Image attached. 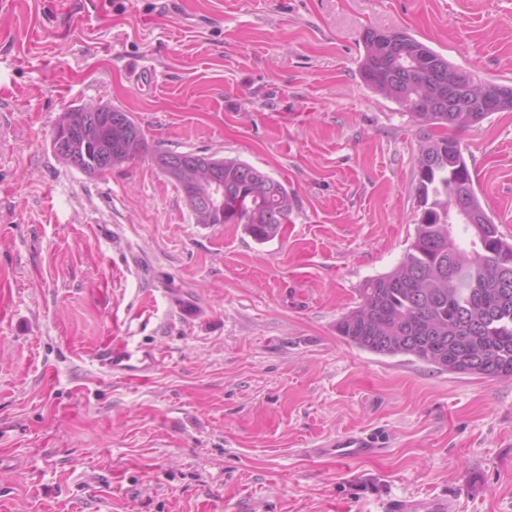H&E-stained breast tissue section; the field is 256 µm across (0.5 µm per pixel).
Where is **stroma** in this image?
I'll return each mask as SVG.
<instances>
[{
    "mask_svg": "<svg viewBox=\"0 0 512 512\" xmlns=\"http://www.w3.org/2000/svg\"><path fill=\"white\" fill-rule=\"evenodd\" d=\"M407 31L512 85V0H9L0 11V512H386L445 495L512 512V379L350 345L337 321L415 234L419 129L359 76ZM151 70L140 85L137 71ZM132 113L149 145L237 158L292 211L259 245L200 224L149 159L55 158L64 109ZM512 236V112L461 132ZM155 351L142 379L104 346ZM386 452L310 449L348 430Z\"/></svg>",
    "mask_w": 512,
    "mask_h": 512,
    "instance_id": "1",
    "label": "stroma"
}]
</instances>
